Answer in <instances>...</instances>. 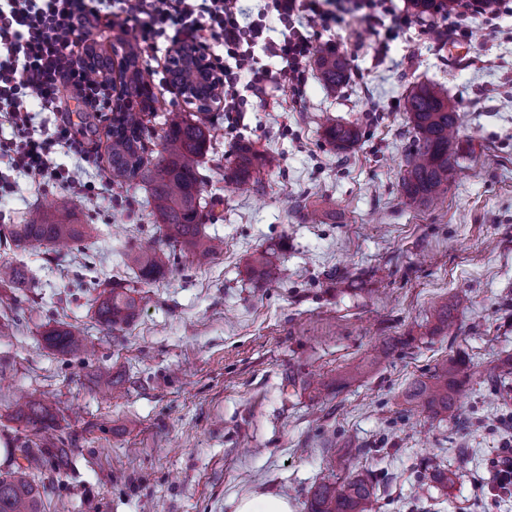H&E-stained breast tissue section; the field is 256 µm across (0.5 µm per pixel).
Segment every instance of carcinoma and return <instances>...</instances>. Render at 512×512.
<instances>
[{"label":"carcinoma","instance_id":"obj_1","mask_svg":"<svg viewBox=\"0 0 512 512\" xmlns=\"http://www.w3.org/2000/svg\"><path fill=\"white\" fill-rule=\"evenodd\" d=\"M139 50L127 45L129 65L125 96L126 102L117 109L118 118L112 123V137L107 147L112 182L121 184L137 178L150 186L149 204L162 224L165 236L174 248L189 253L202 262L223 251L224 241L208 237L202 232L203 210L208 202L203 197V182L199 176L200 158L211 139V129L202 121L182 112L170 113L162 136L160 159L154 168L147 167L142 144L143 128L140 114L151 102L137 68ZM316 64L322 81L338 86L346 78L344 61L327 50L318 52ZM406 109L411 114L417 133L416 145L407 160V175L402 188L411 204L431 202L448 192L449 155L452 134L457 129L459 107L435 86L420 84L412 88L406 98ZM326 137L339 150L353 146L359 139V130L353 126L330 124ZM277 164L275 156L254 151L241 145L236 151L232 182L238 186L262 188L261 171ZM90 225L79 221L68 201L61 199L52 212L35 209L22 224L12 225L10 238L18 249L33 245H54L59 242L79 241ZM128 266L138 269L145 281L162 274L166 262L156 252L129 250L125 252ZM249 269L258 280L273 281L278 269L272 261V252L257 249L250 256ZM26 272L5 262L0 264V285L15 291L28 286ZM96 314L107 328L119 330L136 315L139 308L134 297L136 290L118 281H100L94 284ZM47 347L61 353H86L89 345L80 332L57 328L44 336ZM458 363L449 360L438 367L429 380L416 383L409 398L434 414L451 411L457 403L458 388L454 378ZM14 418L44 429L52 428V401L45 393L14 410ZM19 461L15 470L0 478V512H43V484L39 473L47 468H64L70 464L68 449L34 448L26 445L16 449ZM375 488L370 479L350 476L341 483L318 484L312 492L310 512H373Z\"/></svg>","mask_w":512,"mask_h":512}]
</instances>
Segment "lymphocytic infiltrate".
Instances as JSON below:
<instances>
[{
    "label": "lymphocytic infiltrate",
    "instance_id": "obj_1",
    "mask_svg": "<svg viewBox=\"0 0 512 512\" xmlns=\"http://www.w3.org/2000/svg\"><path fill=\"white\" fill-rule=\"evenodd\" d=\"M349 14L373 30L398 31L412 22L404 11H378L376 0H263L255 11L243 0H0V126L14 133L0 139V160L7 162L0 170V190L11 189L15 173L79 196L108 186L105 174L88 178L89 167L100 164L95 128L78 136L63 123L37 137L28 108L32 99L44 109L55 108L61 89L70 85L96 112L111 110L108 84L87 78L79 50L92 23L111 22L145 55L185 43L223 46L226 55L218 65L222 110L224 128L232 132L243 124L249 99L264 104L272 92L301 89L319 50L309 28L331 27ZM273 19L285 28L282 39L268 35ZM263 55L277 59V66L260 64ZM60 149L75 157L74 167L56 164Z\"/></svg>",
    "mask_w": 512,
    "mask_h": 512
}]
</instances>
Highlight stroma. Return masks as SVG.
Returning a JSON list of instances; mask_svg holds the SVG:
<instances>
[{"label":"stroma","instance_id":"35a3bbf8","mask_svg":"<svg viewBox=\"0 0 512 512\" xmlns=\"http://www.w3.org/2000/svg\"><path fill=\"white\" fill-rule=\"evenodd\" d=\"M494 14L442 45L401 30L382 60L378 33L356 22L313 27L344 50L342 86L309 72L300 92L248 103L233 134L211 109L203 231L224 250L203 264L170 252L123 330L99 323L91 282L134 281L128 248L168 252L145 183L74 199L90 238L18 249L10 226L61 190L15 175L0 196V260L30 283L0 288V474L35 432L13 419L16 403L46 392L74 461L43 473L46 512H234L267 494L308 512L316 484L357 474L372 480L376 512H512L486 486L512 435V0ZM166 58H139L156 97L143 115L152 163L168 113L196 111L167 83ZM420 83L460 104L448 192L428 206L402 191L415 147L404 102ZM332 123L357 127L358 142L336 149ZM243 142L278 159L261 191L228 183ZM268 246L273 282L247 271ZM449 300L454 322L437 330ZM69 327L93 352L46 347L48 330ZM449 357L462 362L460 398L435 417L407 392Z\"/></svg>","mask_w":512,"mask_h":512}]
</instances>
